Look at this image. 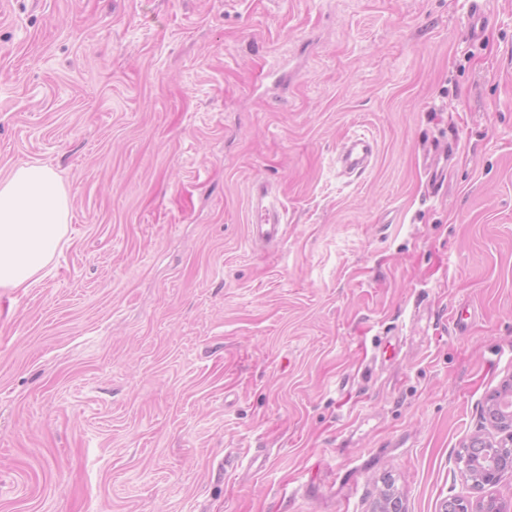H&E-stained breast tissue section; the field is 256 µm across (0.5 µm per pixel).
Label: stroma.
I'll return each mask as SVG.
<instances>
[{"label": "stroma", "mask_w": 512, "mask_h": 512, "mask_svg": "<svg viewBox=\"0 0 512 512\" xmlns=\"http://www.w3.org/2000/svg\"><path fill=\"white\" fill-rule=\"evenodd\" d=\"M489 2L471 41L465 0H0V180L47 165L71 205L51 273L0 292V512L473 497L457 453L512 372V0ZM259 185L287 211L269 247ZM372 155V141L365 135L353 134L345 137L336 156L342 175L361 176L368 168ZM250 235L254 242L272 243L281 234L284 222V207L278 196L267 189H256L250 198Z\"/></svg>", "instance_id": "stroma-1"}]
</instances>
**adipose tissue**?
Segmentation results:
<instances>
[{
    "mask_svg": "<svg viewBox=\"0 0 512 512\" xmlns=\"http://www.w3.org/2000/svg\"><path fill=\"white\" fill-rule=\"evenodd\" d=\"M70 203L48 166L28 163L0 180V289L40 281L69 229Z\"/></svg>",
    "mask_w": 512,
    "mask_h": 512,
    "instance_id": "1",
    "label": "adipose tissue"
}]
</instances>
